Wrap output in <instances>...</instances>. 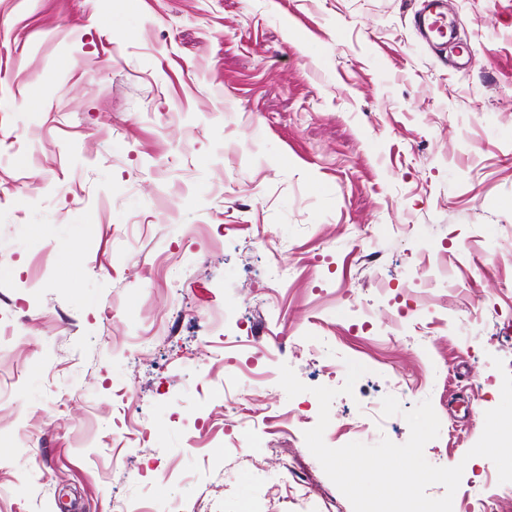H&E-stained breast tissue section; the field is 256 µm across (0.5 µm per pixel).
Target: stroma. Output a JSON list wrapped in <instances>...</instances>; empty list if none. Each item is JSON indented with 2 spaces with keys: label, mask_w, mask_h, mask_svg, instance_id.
Instances as JSON below:
<instances>
[{
  "label": "stroma",
  "mask_w": 512,
  "mask_h": 512,
  "mask_svg": "<svg viewBox=\"0 0 512 512\" xmlns=\"http://www.w3.org/2000/svg\"><path fill=\"white\" fill-rule=\"evenodd\" d=\"M419 6L0 0V512H353L278 384L349 359L328 446L430 400L453 512H512L468 455L512 372V0H447L463 70Z\"/></svg>",
  "instance_id": "obj_1"
}]
</instances>
